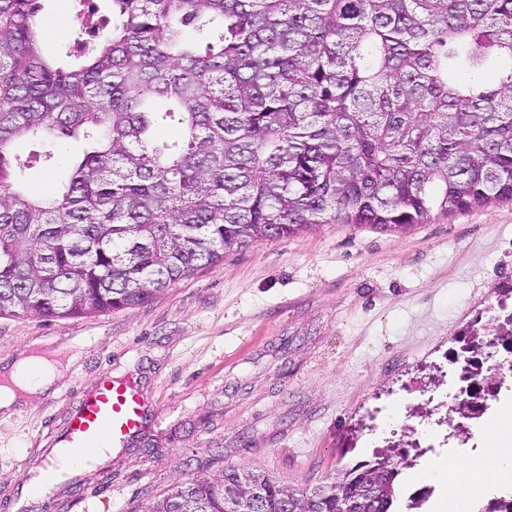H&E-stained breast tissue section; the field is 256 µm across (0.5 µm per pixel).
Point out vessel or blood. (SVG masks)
I'll return each mask as SVG.
<instances>
[{
	"label": "vessel or blood",
	"mask_w": 512,
	"mask_h": 512,
	"mask_svg": "<svg viewBox=\"0 0 512 512\" xmlns=\"http://www.w3.org/2000/svg\"><path fill=\"white\" fill-rule=\"evenodd\" d=\"M149 410L139 384L103 376L82 393L53 448L80 456L96 447L108 455L145 428Z\"/></svg>",
	"instance_id": "vessel-or-blood-1"
}]
</instances>
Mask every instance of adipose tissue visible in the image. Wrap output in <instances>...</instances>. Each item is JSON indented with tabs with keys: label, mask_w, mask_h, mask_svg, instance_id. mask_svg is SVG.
<instances>
[{
	"label": "adipose tissue",
	"mask_w": 512,
	"mask_h": 512,
	"mask_svg": "<svg viewBox=\"0 0 512 512\" xmlns=\"http://www.w3.org/2000/svg\"><path fill=\"white\" fill-rule=\"evenodd\" d=\"M79 351H71L66 360L58 352L43 347L23 350L0 379V409L13 413L18 407L36 400L59 384L78 361ZM479 472L484 485L499 482L504 474L512 473V448L493 446L488 458L453 459L447 467L449 491L448 512H472L473 485L456 480L459 472Z\"/></svg>",
	"instance_id": "adipose-tissue-1"
}]
</instances>
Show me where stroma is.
<instances>
[{"label": "stroma", "instance_id": "obj_1", "mask_svg": "<svg viewBox=\"0 0 512 512\" xmlns=\"http://www.w3.org/2000/svg\"><path fill=\"white\" fill-rule=\"evenodd\" d=\"M73 3L43 0L70 51L85 37ZM510 290L512 201H500L403 232L316 224L129 308L0 316V368L36 342L84 343L56 391L0 415V501L46 465L80 391L108 371L139 383L150 433L32 512H142L174 484L229 468L309 489L387 448L412 459L405 490L433 488L417 512H437L444 481L429 471L462 423L445 397L448 358L491 329L479 314Z\"/></svg>", "mask_w": 512, "mask_h": 512}]
</instances>
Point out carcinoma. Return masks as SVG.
<instances>
[{"instance_id": "obj_1", "label": "carcinoma", "mask_w": 512, "mask_h": 512, "mask_svg": "<svg viewBox=\"0 0 512 512\" xmlns=\"http://www.w3.org/2000/svg\"><path fill=\"white\" fill-rule=\"evenodd\" d=\"M39 2L0 0V315L141 305L314 224L403 231L512 199V0H112L77 65ZM24 137L70 164L62 188L28 191ZM402 456L308 490L228 469L146 512H397Z\"/></svg>"}]
</instances>
